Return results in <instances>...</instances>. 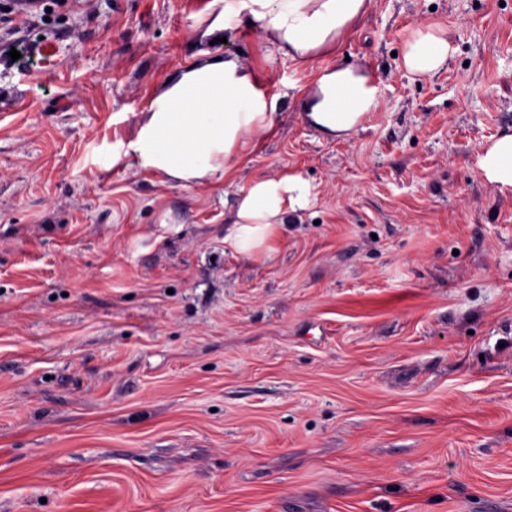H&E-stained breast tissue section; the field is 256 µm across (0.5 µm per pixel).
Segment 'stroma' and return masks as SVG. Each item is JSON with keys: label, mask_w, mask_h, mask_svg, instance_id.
<instances>
[{"label": "stroma", "mask_w": 512, "mask_h": 512, "mask_svg": "<svg viewBox=\"0 0 512 512\" xmlns=\"http://www.w3.org/2000/svg\"><path fill=\"white\" fill-rule=\"evenodd\" d=\"M0 25V512H512V0H372L305 67L245 30L275 100L215 187L113 163L212 0H45ZM452 51L408 73L409 29ZM377 108L327 139L300 103L345 59ZM310 208L273 252L224 243L253 176ZM449 50L447 31L441 24L419 23L408 31L404 40V67L416 76H433L445 66ZM479 170L487 183L512 192V129L482 147Z\"/></svg>", "instance_id": "35a3bbf8"}]
</instances>
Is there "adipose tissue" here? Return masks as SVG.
<instances>
[{"instance_id": "obj_1", "label": "adipose tissue", "mask_w": 512, "mask_h": 512, "mask_svg": "<svg viewBox=\"0 0 512 512\" xmlns=\"http://www.w3.org/2000/svg\"><path fill=\"white\" fill-rule=\"evenodd\" d=\"M371 0H224V12L194 35L190 60L167 75L137 122L123 152L128 168L149 170L165 180L212 186L231 162L247 154L254 137L272 123L273 105L255 70L234 58H217L216 39L250 27L272 52L298 65L331 54L368 12ZM445 28L423 22L404 40L407 72L432 76L448 60ZM377 105V88L362 63L322 69L302 100L305 120L327 137L356 131ZM483 179L512 192V132L483 147ZM313 185L298 174L253 178L228 210L225 243L249 257L269 248L277 226L310 207Z\"/></svg>"}]
</instances>
